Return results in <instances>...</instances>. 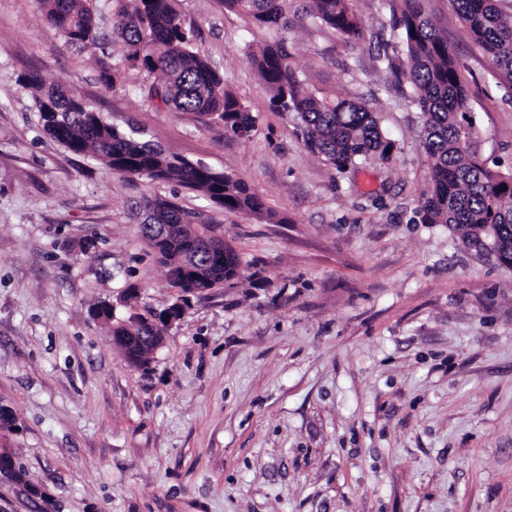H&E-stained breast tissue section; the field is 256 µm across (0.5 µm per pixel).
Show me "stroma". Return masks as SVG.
I'll use <instances>...</instances> for the list:
<instances>
[{"label": "stroma", "instance_id": "obj_1", "mask_svg": "<svg viewBox=\"0 0 512 512\" xmlns=\"http://www.w3.org/2000/svg\"><path fill=\"white\" fill-rule=\"evenodd\" d=\"M288 0L292 66L312 92L374 109L395 148L338 170L272 111L248 51L276 38L222 0H179L194 49L256 116L165 112L121 58L113 0L98 44L73 46L39 0H0V512H512V270L416 209L430 188L408 84L377 60L387 0H355L365 38L312 24ZM461 55L489 164L512 170V103L449 0H426ZM36 71L114 126L253 187L257 213L130 178L43 130L18 83ZM208 209L242 279L192 299L148 368L91 310L136 286L137 311L179 295L131 208L145 196Z\"/></svg>", "mask_w": 512, "mask_h": 512}]
</instances>
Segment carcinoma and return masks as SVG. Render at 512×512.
<instances>
[{"mask_svg": "<svg viewBox=\"0 0 512 512\" xmlns=\"http://www.w3.org/2000/svg\"><path fill=\"white\" fill-rule=\"evenodd\" d=\"M46 20L73 45L99 40L93 0H41ZM123 60L103 75L109 85L121 82L125 67L154 77L147 99L168 111L218 116L224 134L242 139L254 128L256 116L226 88L223 76L194 50V31L183 25L177 0H115ZM283 0H223L224 9L258 28L286 27ZM501 0H451L460 20L490 60L496 86L512 99V12ZM424 0H390L391 37L396 45L378 55L379 62L412 87L411 103L423 120L422 139L430 168L431 188L419 206L424 224H444L463 247L512 269V171L503 172L483 158L461 80V62L438 23L426 12ZM314 22L349 40H360L364 29L352 0H312ZM251 61L271 93V105L291 112L307 148L326 162L345 168L369 155L385 160L395 144L366 104L342 96H317L305 88L290 64L287 40L280 38L251 51ZM20 82L32 93L46 133L76 154H89L118 173L151 182H176L197 190L213 205L238 212L262 210L260 196L227 172L192 163L145 138L139 129L108 123L72 91L27 72ZM143 205H156L153 224H190L200 219L211 233L223 232L202 211L176 201L149 196ZM183 241H173L157 254L172 287L194 296L241 278L239 254L228 245L224 263L208 264L199 254L192 263L194 278L185 271ZM149 315L131 313L124 323L138 335H150Z\"/></svg>", "mask_w": 512, "mask_h": 512, "instance_id": "1", "label": "carcinoma"}]
</instances>
